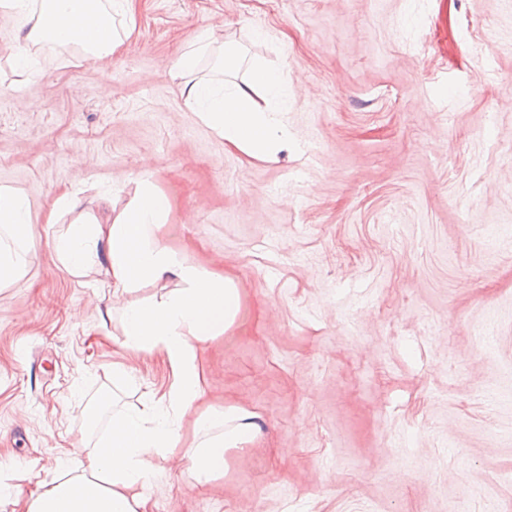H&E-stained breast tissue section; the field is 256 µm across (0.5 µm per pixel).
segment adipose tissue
<instances>
[{"mask_svg": "<svg viewBox=\"0 0 512 512\" xmlns=\"http://www.w3.org/2000/svg\"><path fill=\"white\" fill-rule=\"evenodd\" d=\"M0 11L26 21L16 33L23 67L31 50L51 45L78 49L84 57L112 56L135 28V0H0ZM288 78L263 64L252 65L241 82L217 86L186 82L185 107L212 128L227 147L254 158L270 157L290 139L285 120ZM150 171L137 175L139 191L115 219L78 211L76 193L57 197L49 223L73 219L52 248L69 273L106 270L117 291L171 277L177 289L158 299L129 304L122 313L125 348L159 354L173 382L167 393L141 410L113 407L106 434L76 475L43 485L24 502L25 512H145L140 490L150 485L154 458L168 457L181 440L180 415L203 394V346L221 336L240 312V292L230 277L218 276L185 254L162 246L159 231L169 200L153 185ZM30 203L21 192L0 188V282L33 259ZM256 425L235 408L215 410L198 423V441L184 457L198 487H208L224 470V453L250 443Z\"/></svg>", "mask_w": 512, "mask_h": 512, "instance_id": "obj_1", "label": "adipose tissue"}]
</instances>
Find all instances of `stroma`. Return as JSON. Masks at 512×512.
<instances>
[{"label":"stroma","mask_w":512,"mask_h":512,"mask_svg":"<svg viewBox=\"0 0 512 512\" xmlns=\"http://www.w3.org/2000/svg\"><path fill=\"white\" fill-rule=\"evenodd\" d=\"M0 14V187L31 206L34 261L0 284V484L62 476L113 401L166 392L124 348L119 295L70 274L56 196L117 216L150 168L163 245L235 279V325L207 343L202 401L260 435L199 490L154 460L146 512H512V0H136L112 58L33 50ZM197 75L288 76L286 149L256 159L189 112ZM123 366L128 379L113 374Z\"/></svg>","instance_id":"stroma-1"}]
</instances>
